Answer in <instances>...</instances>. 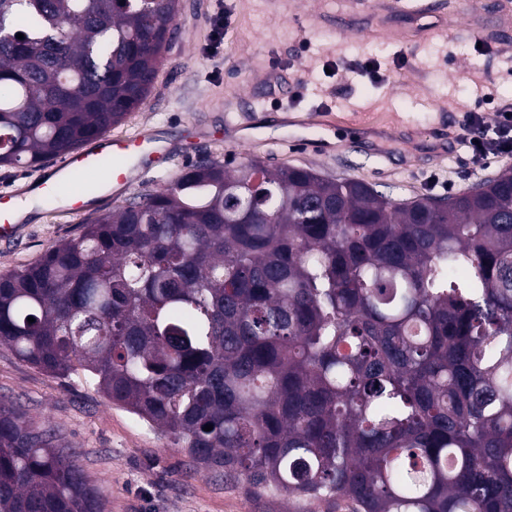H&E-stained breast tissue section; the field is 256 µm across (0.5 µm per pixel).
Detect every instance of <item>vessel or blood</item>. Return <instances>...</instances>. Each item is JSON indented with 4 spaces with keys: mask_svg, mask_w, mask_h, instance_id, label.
<instances>
[{
    "mask_svg": "<svg viewBox=\"0 0 512 512\" xmlns=\"http://www.w3.org/2000/svg\"><path fill=\"white\" fill-rule=\"evenodd\" d=\"M435 6L436 0H392L391 3L396 13L415 17L433 13ZM169 151V144L147 128L129 137L104 135L69 155L56 166L53 177L35 184L34 189L43 195L52 194L57 176H69L80 170L110 178L112 195L119 198L130 189L135 170L147 161L162 163Z\"/></svg>",
    "mask_w": 512,
    "mask_h": 512,
    "instance_id": "b4317fda",
    "label": "vessel or blood"
}]
</instances>
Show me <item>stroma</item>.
I'll return each mask as SVG.
<instances>
[{
    "instance_id": "35a3bbf8",
    "label": "stroma",
    "mask_w": 512,
    "mask_h": 512,
    "mask_svg": "<svg viewBox=\"0 0 512 512\" xmlns=\"http://www.w3.org/2000/svg\"><path fill=\"white\" fill-rule=\"evenodd\" d=\"M488 10L446 0L439 14L402 17L389 0H179L175 36L145 106L114 127L147 126L163 138L207 139L189 156L137 171L134 191L159 189L207 156L230 165L258 158L307 166L331 179L353 178L406 202L460 194L505 169L459 164L460 146L437 157L463 113L485 97L512 103V0ZM230 25L211 50L212 17ZM484 51H476V41ZM378 60L372 73L361 69ZM315 118L329 109L335 125L321 143L289 148L292 129L276 105ZM363 133L366 143L345 149ZM67 200L37 199L19 240L0 243V273L78 235L87 218L66 215ZM53 429L75 454L106 512H295L275 490L247 491L223 473L198 468L172 439L109 402L81 372H42L0 348V402Z\"/></svg>"
}]
</instances>
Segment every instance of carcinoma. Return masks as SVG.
I'll return each mask as SVG.
<instances>
[{
	"label": "carcinoma",
	"instance_id": "1",
	"mask_svg": "<svg viewBox=\"0 0 512 512\" xmlns=\"http://www.w3.org/2000/svg\"><path fill=\"white\" fill-rule=\"evenodd\" d=\"M177 11L0 0V166L139 110ZM0 346L82 370L250 490L326 512H512V168L399 202L204 158L1 273ZM0 512H102L74 455L2 403Z\"/></svg>",
	"mask_w": 512,
	"mask_h": 512
}]
</instances>
